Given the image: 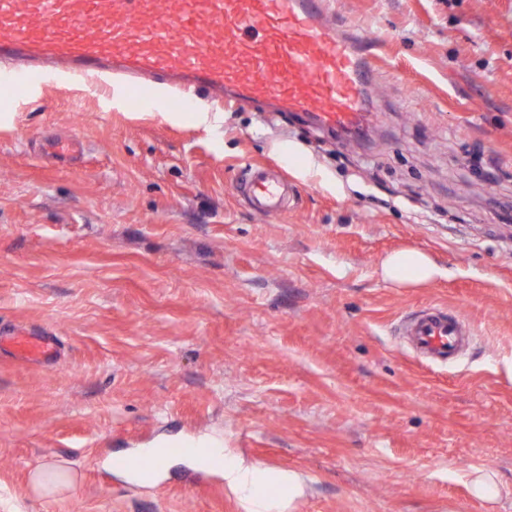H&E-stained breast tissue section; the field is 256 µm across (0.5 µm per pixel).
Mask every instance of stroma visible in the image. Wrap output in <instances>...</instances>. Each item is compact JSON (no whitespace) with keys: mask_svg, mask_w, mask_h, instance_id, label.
<instances>
[{"mask_svg":"<svg viewBox=\"0 0 512 512\" xmlns=\"http://www.w3.org/2000/svg\"><path fill=\"white\" fill-rule=\"evenodd\" d=\"M329 9L380 60L355 141L202 97L217 129L95 85H0V332L62 348L0 351V512H249L189 462L202 438L297 475L271 512H512V0ZM60 136L79 163L40 158ZM266 164L287 214L238 194ZM407 249L439 270L425 287L381 277ZM429 305L474 331L443 367L396 332ZM159 447L150 483L112 465ZM50 464L73 490L34 486ZM11 343L23 362L51 365L57 361V343L54 336H13ZM473 494L480 499L495 497L499 490L493 475L489 471L479 470L471 482Z\"/></svg>","mask_w":512,"mask_h":512,"instance_id":"obj_1","label":"stroma"}]
</instances>
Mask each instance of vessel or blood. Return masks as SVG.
<instances>
[{"instance_id":"obj_1","label":"vessel or blood","mask_w":512,"mask_h":512,"mask_svg":"<svg viewBox=\"0 0 512 512\" xmlns=\"http://www.w3.org/2000/svg\"><path fill=\"white\" fill-rule=\"evenodd\" d=\"M362 36L341 31L326 0H0V83L63 87L81 79L147 99L175 94L192 108L206 93L218 104L290 112L327 133L367 123L366 89L377 70ZM250 208H288L285 177L250 167L240 183ZM417 356L448 363L471 330L431 305L399 328ZM19 359L57 361L52 336H15Z\"/></svg>"}]
</instances>
